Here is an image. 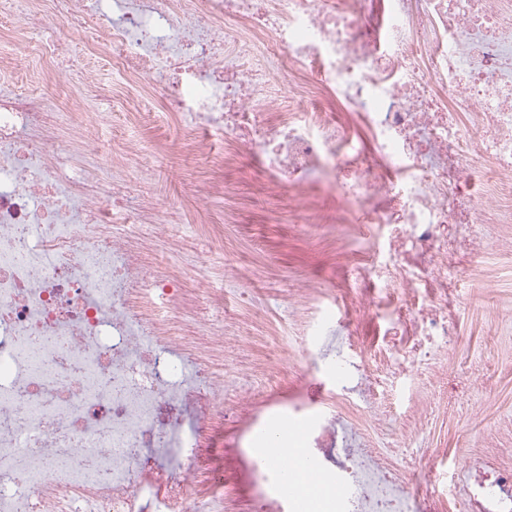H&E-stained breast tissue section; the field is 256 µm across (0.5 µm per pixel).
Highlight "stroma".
<instances>
[{"label":"stroma","instance_id":"stroma-1","mask_svg":"<svg viewBox=\"0 0 512 512\" xmlns=\"http://www.w3.org/2000/svg\"><path fill=\"white\" fill-rule=\"evenodd\" d=\"M101 139L136 134L146 189L165 204L189 234L186 250L212 243L224 257L212 260V287L222 304L211 307L224 322V370L239 372L224 396V512H244L250 492L242 445L258 423L273 421L272 407L303 398L305 413H285L289 425H304L342 382L320 358L325 336H354L356 358L373 364L384 353L385 323L373 307L375 291L361 278L358 257L375 237L362 210L339 191L315 181L276 186L247 156L232 157L221 139L209 155L178 148L179 119L164 123L141 116L129 121L120 104ZM214 186L205 206L185 192L192 184ZM512 224L471 226L455 244V293L448 320L455 336L440 343L430 365L405 364L381 375L377 404L389 407L390 447L412 453L431 449L410 469L411 490L432 502V512H456L453 483L470 449L512 453ZM314 291L309 312L317 329L303 339L285 334L281 316L303 289ZM246 345H239L240 337Z\"/></svg>","mask_w":512,"mask_h":512}]
</instances>
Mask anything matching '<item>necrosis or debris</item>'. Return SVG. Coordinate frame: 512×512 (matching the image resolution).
Returning a JSON list of instances; mask_svg holds the SVG:
<instances>
[{
  "instance_id": "4bbe7bcc",
  "label": "necrosis or debris",
  "mask_w": 512,
  "mask_h": 512,
  "mask_svg": "<svg viewBox=\"0 0 512 512\" xmlns=\"http://www.w3.org/2000/svg\"><path fill=\"white\" fill-rule=\"evenodd\" d=\"M0 15L36 83L0 94V512H224V329L200 305L221 296L182 262L180 225L131 187L137 143L97 139L116 94L99 63L185 115L194 152L219 134L276 184L322 174L387 225L373 287L426 296L386 330L410 363L451 333L449 228L512 224V0H0ZM57 18L85 56L49 35ZM63 64L78 90L55 114L38 87ZM76 154L101 159L96 184L62 173ZM160 245L169 262L145 266ZM334 358L346 377L303 468L333 488L329 512H422L410 459L373 445L372 374ZM249 467L248 512H291L283 468ZM466 469L459 512H512L511 454Z\"/></svg>"
}]
</instances>
